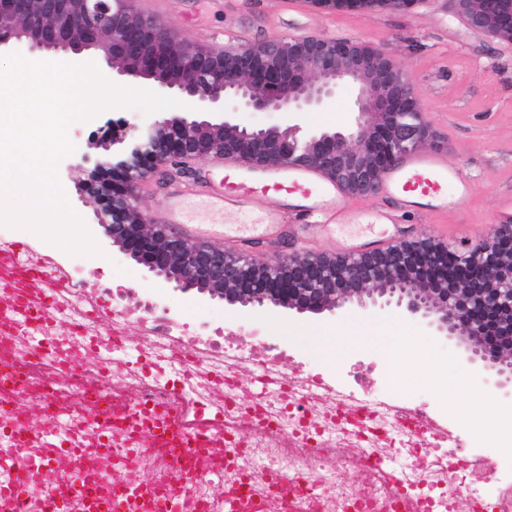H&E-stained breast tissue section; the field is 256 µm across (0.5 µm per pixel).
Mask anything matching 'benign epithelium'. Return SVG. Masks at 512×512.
Masks as SVG:
<instances>
[{"label":"benign epithelium","mask_w":512,"mask_h":512,"mask_svg":"<svg viewBox=\"0 0 512 512\" xmlns=\"http://www.w3.org/2000/svg\"><path fill=\"white\" fill-rule=\"evenodd\" d=\"M470 26L512 41V0H451ZM51 25L32 18L11 33L28 0H0V45L71 52L94 49L118 74L152 79L178 93L193 112L224 114L217 124L187 116L159 117L116 153L94 162L88 189L98 226L124 253L183 291L229 304L321 314L374 295L430 320L445 336H461L473 355L512 376V226L496 227L461 246L424 240L357 258L292 252L268 263L192 243L174 235L137 204L139 182L183 154L231 156L267 166L301 163L323 170L353 195L378 191L381 177L433 134L405 68L356 41L274 38L226 50L207 49L185 66L172 57L169 31L121 0H40ZM416 0H362V8L405 11ZM357 87L354 123L313 131L301 116L326 104L343 82ZM285 112L288 126L254 128L243 112ZM453 268H448V257Z\"/></svg>","instance_id":"obj_1"}]
</instances>
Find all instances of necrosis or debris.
Returning a JSON list of instances; mask_svg holds the SVG:
<instances>
[{"label":"necrosis or debris","instance_id":"obj_1","mask_svg":"<svg viewBox=\"0 0 512 512\" xmlns=\"http://www.w3.org/2000/svg\"><path fill=\"white\" fill-rule=\"evenodd\" d=\"M0 232V365L32 360L23 390L0 388V443L12 424L31 421L33 410L65 420L71 451L61 464L74 470L107 469L126 487L157 480L156 494L179 492V463L170 454L139 452V440L120 423L130 398L151 412L169 410L178 427L196 433L186 453L199 471L185 495L184 512H214L221 493L240 497L248 512H457L467 497L473 512H512V455L469 438L447 415L431 412L426 387L400 389L388 380L372 393L353 387L312 361H296L278 342L255 331L224 327L214 317H177L167 300L115 285L87 288L85 262H55L44 249L13 251ZM53 264L60 281L47 317L21 321L8 309L22 294L17 276ZM138 336L133 352L121 339ZM55 344L52 357L32 358L35 339ZM94 363L79 362L82 353ZM255 367L251 386L240 371ZM114 419L97 428V416ZM436 429L435 441L421 427ZM402 462V480L389 485L368 452ZM251 454L254 465L239 464ZM357 469L358 486L342 481Z\"/></svg>","mask_w":512,"mask_h":512}]
</instances>
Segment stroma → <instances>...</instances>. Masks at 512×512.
I'll return each mask as SVG.
<instances>
[{
    "instance_id": "35a3bbf8",
    "label": "stroma",
    "mask_w": 512,
    "mask_h": 512,
    "mask_svg": "<svg viewBox=\"0 0 512 512\" xmlns=\"http://www.w3.org/2000/svg\"><path fill=\"white\" fill-rule=\"evenodd\" d=\"M281 0H168V14L162 23L179 39L211 45L210 34L229 25L241 24L250 31V43L291 36L303 26L311 37L358 41L380 49L408 71L415 93L433 131L427 147L445 151L473 191L448 213L407 214L401 219L400 236L408 241L434 239L454 245L485 237L500 225L499 200L512 194V52L505 42L479 32L451 0H417L406 11L324 10L310 0H300L299 15L281 17ZM194 16L200 29L178 27L181 17ZM352 87L340 86L325 107L305 113V123L313 129L331 130L347 125L351 119ZM149 114L137 108L116 107L103 110L87 121L74 122L69 136L76 146L59 165V178L68 201L95 237L101 252L87 257L86 263L107 281H119L142 291H160L188 315H212L231 327L244 326L259 334L278 337L292 350L315 352L326 366L340 363L352 367L385 371L381 357L359 349H346L344 336H372L391 351L399 350L402 336L392 331L405 325L409 334L425 339L431 348L451 361L456 377L466 385L455 413L456 420L473 438L496 444L490 430L495 410L512 405V380L495 369L471 359L468 344L458 336H443L427 320L413 318L404 308L356 304L321 314H300L281 308L259 309L228 304L194 291L176 290L173 284L149 272L126 255L111 239L99 235L96 206L85 187L87 159L104 154L112 140L146 125ZM210 159L192 163L183 175L159 169L149 178L148 188L138 194V205L151 219H158L162 206L179 185L204 188ZM272 198L258 201L248 216L235 213L214 214L204 195L190 197L188 214L195 224H227L234 228L231 238L216 241L224 252L244 255L259 262L299 251L314 255L330 253L331 242L308 240L304 231L281 234L268 240L248 234L246 225L260 223Z\"/></svg>"
}]
</instances>
